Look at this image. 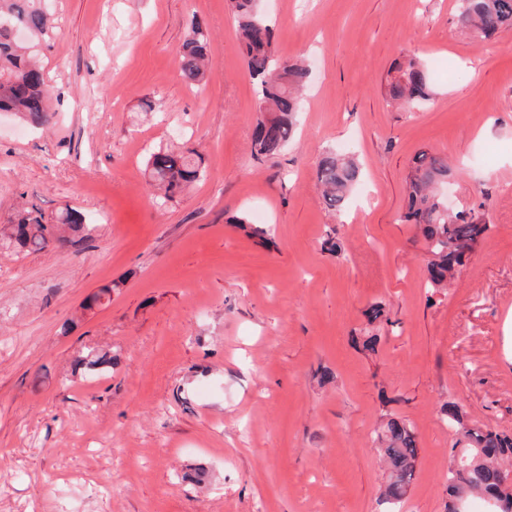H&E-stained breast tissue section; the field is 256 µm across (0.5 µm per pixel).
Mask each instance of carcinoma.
<instances>
[{"instance_id":"obj_1","label":"carcinoma","mask_w":512,"mask_h":512,"mask_svg":"<svg viewBox=\"0 0 512 512\" xmlns=\"http://www.w3.org/2000/svg\"><path fill=\"white\" fill-rule=\"evenodd\" d=\"M48 2L0 0V112H13L33 128L47 127L52 120L46 76L36 61L51 38ZM229 6L238 24L247 71L258 88L256 111L260 117L252 135V150L258 155H276L294 136L309 69L298 60L275 58L273 28L258 13L255 0H229ZM457 25L481 41L512 29V0H459ZM177 55L180 77L190 84L202 82L208 41L200 22L191 25ZM386 94L407 109L431 100L433 84L425 65L411 55L399 57L390 70ZM147 168L152 182L163 191V204L205 176L201 157L187 147L150 152ZM452 172L447 156L425 149L415 155L405 178L401 221L415 225L427 243L431 254L427 283L431 288L447 285L465 264L473 244L489 230L484 215L471 211L448 214V200L438 186L448 182ZM360 176L354 158L324 150L316 163L324 207L334 213L342 211ZM89 236L84 214L70 206L52 221L33 205L24 208L4 231L9 245L33 252L52 247L65 253ZM113 363L111 355L93 350L78 360L80 368L98 373L111 370ZM441 415L455 433L448 468V512H459L458 504L474 495L487 499L490 512H512V481L507 480L512 473V435L469 426L464 411L454 402L442 404ZM377 442L388 470L381 497L399 503L416 472V434L406 420L391 415L378 432Z\"/></svg>"}]
</instances>
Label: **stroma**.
Masks as SVG:
<instances>
[{"label": "stroma", "instance_id": "35a3bbf8", "mask_svg": "<svg viewBox=\"0 0 512 512\" xmlns=\"http://www.w3.org/2000/svg\"><path fill=\"white\" fill-rule=\"evenodd\" d=\"M260 7L277 56L311 68L270 157L251 151L256 86L227 0H53L55 117L33 130L0 113V225L68 205L94 229L73 255L0 251V512H446L441 405L512 433V31L471 40L458 0ZM195 19L210 66L187 84L176 50ZM403 53L430 70L425 107L385 98ZM186 142L206 175L156 207L146 154ZM427 147L457 165L449 204L490 222L438 291L400 221ZM327 148L363 173L338 215L316 186ZM91 349L110 373L76 369ZM389 415L420 448L397 506L380 499Z\"/></svg>", "mask_w": 512, "mask_h": 512}]
</instances>
